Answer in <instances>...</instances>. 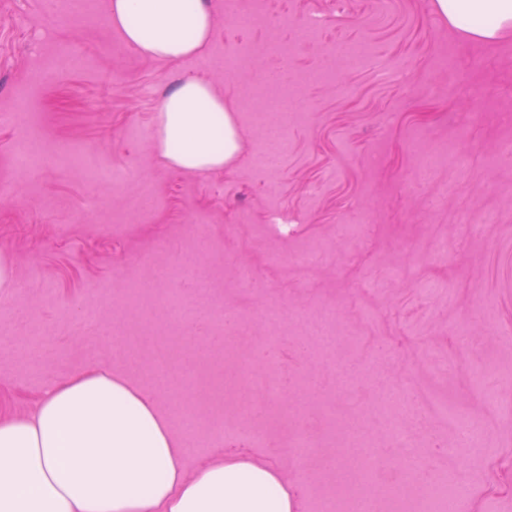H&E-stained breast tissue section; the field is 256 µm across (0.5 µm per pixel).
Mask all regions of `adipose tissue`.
Instances as JSON below:
<instances>
[{"instance_id":"1","label":"adipose tissue","mask_w":512,"mask_h":512,"mask_svg":"<svg viewBox=\"0 0 512 512\" xmlns=\"http://www.w3.org/2000/svg\"><path fill=\"white\" fill-rule=\"evenodd\" d=\"M479 42L512 24V0H436ZM108 18L141 55L177 61L212 40L208 0H109ZM155 147L171 168L223 169L240 151L232 110L207 80L162 101ZM296 488L254 454L219 452L187 471L154 399L91 368L45 385L28 412L0 418V512H302Z\"/></svg>"}]
</instances>
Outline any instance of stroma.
<instances>
[{
  "label": "stroma",
  "instance_id": "stroma-1",
  "mask_svg": "<svg viewBox=\"0 0 512 512\" xmlns=\"http://www.w3.org/2000/svg\"><path fill=\"white\" fill-rule=\"evenodd\" d=\"M86 15L63 20L52 0H0V255L13 285L0 288V416L23 414L45 383L104 367L152 393L173 434L182 428L164 383L147 376L168 343L194 366L197 443L187 471L224 449L215 418L253 431L246 450L275 465L304 492L305 512H321L331 475L319 462L294 463L285 409L322 453L332 417L356 422L381 463V481H404L408 457L448 443L433 478L455 475L464 512H512V26L491 44L449 29L435 0H209L214 32L200 55L177 62L142 56L122 43L107 0H85ZM253 14L248 27L236 15ZM284 51L268 54L270 34ZM339 43L372 62L353 68L331 57ZM77 49L83 64L57 56ZM251 54L254 70L226 80L217 55ZM51 77L33 83L47 56ZM293 99L274 116L287 141L275 165L254 158L265 131L252 120L265 104L250 95L255 77ZM212 82L236 110L241 150L212 172L168 167L155 147L159 109L179 81ZM36 138L45 162L24 170L20 138ZM445 143L469 164L414 177L417 148ZM128 169L116 184L90 170ZM497 214L485 224L480 214ZM204 223H196V216ZM303 252L311 266L294 263ZM189 274L165 278L169 262ZM255 284L240 287L239 268ZM178 289L210 339L224 329L212 313L238 317L232 339L250 355L268 336L262 311L279 313L276 368L302 379L271 402L256 379L223 400L212 356L191 328L171 329L164 298ZM331 314L340 340L330 355L306 344ZM482 374L474 385L473 374ZM394 393L415 408L393 442L379 402ZM328 400V416L317 408ZM481 423V447L452 446L458 416Z\"/></svg>",
  "mask_w": 512,
  "mask_h": 512
}]
</instances>
